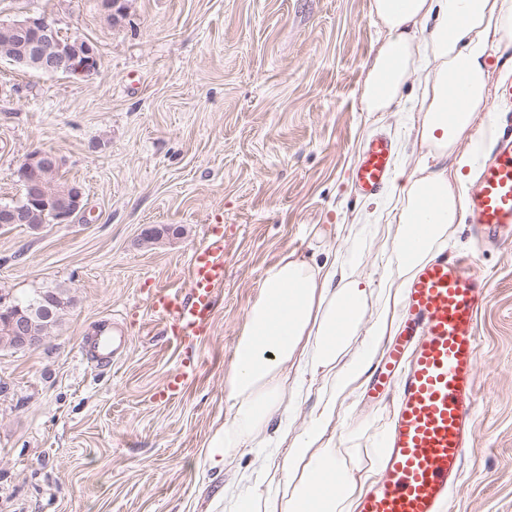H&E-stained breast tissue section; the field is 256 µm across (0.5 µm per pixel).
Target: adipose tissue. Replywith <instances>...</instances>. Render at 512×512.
Wrapping results in <instances>:
<instances>
[{"label": "adipose tissue", "instance_id": "ef3b65f1", "mask_svg": "<svg viewBox=\"0 0 512 512\" xmlns=\"http://www.w3.org/2000/svg\"><path fill=\"white\" fill-rule=\"evenodd\" d=\"M383 38L370 60L360 103L366 112L400 106L422 58L424 79L410 134L421 162L397 189L399 224L388 267L401 299L416 269L433 258L463 212L462 141L480 146L493 124L476 119L490 102L492 45L512 38V0H372ZM371 291L348 265H318L284 254L265 274L249 306L224 381V420L205 450L223 470L238 449L262 441V466L273 484L259 490L241 474L229 491L235 512H354L374 473L355 474L329 436L337 405L369 369L391 330L387 316L364 319ZM331 381L307 430L292 443L269 437L273 420L305 401L318 376Z\"/></svg>", "mask_w": 512, "mask_h": 512}]
</instances>
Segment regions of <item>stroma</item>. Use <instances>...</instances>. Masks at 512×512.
I'll return each mask as SVG.
<instances>
[{
	"mask_svg": "<svg viewBox=\"0 0 512 512\" xmlns=\"http://www.w3.org/2000/svg\"><path fill=\"white\" fill-rule=\"evenodd\" d=\"M0 14L44 15L93 45L88 76L46 75L0 58V202L23 194L14 172L37 149L83 193L70 224L0 228V291L73 297L38 350L0 347V512H231L236 469L262 481L260 451L224 471L204 450L224 415V379L245 313L284 253L354 261L388 285L398 225L386 194L351 173L367 137L396 148L394 185L417 168L409 119L365 112L360 88L382 33L371 0H130L109 24L100 0H0ZM367 208L379 222L354 223ZM224 228V284L209 326L176 344L150 307L154 289L189 290L192 254ZM172 233L147 243L148 226ZM445 247L472 254L490 283L478 314L474 445L452 512H512V250H474L467 224ZM118 321L129 342L108 364L91 343ZM181 394L157 396L183 360ZM357 383L337 410V447L375 465L388 406Z\"/></svg>",
	"mask_w": 512,
	"mask_h": 512,
	"instance_id": "obj_1",
	"label": "stroma"
}]
</instances>
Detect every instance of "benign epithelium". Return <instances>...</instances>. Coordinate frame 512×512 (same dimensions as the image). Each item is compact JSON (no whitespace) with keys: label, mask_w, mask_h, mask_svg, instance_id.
<instances>
[{"label":"benign epithelium","mask_w":512,"mask_h":512,"mask_svg":"<svg viewBox=\"0 0 512 512\" xmlns=\"http://www.w3.org/2000/svg\"><path fill=\"white\" fill-rule=\"evenodd\" d=\"M109 18L118 25L127 15L124 0H110L104 5ZM0 27L14 35V41L0 46V55L14 64L34 58L45 74L81 76L97 67L94 49L78 37H62L55 24L45 16L0 17ZM61 167V159L47 150L30 152L15 171L17 181L24 186L25 200L12 205H0V227L28 223L33 207L51 209L55 224H68L79 210L82 190L74 187L69 193L55 194L48 189L44 175ZM0 311L4 312L12 346L17 351H32L45 343V337L30 329L29 310L11 297L0 296Z\"/></svg>","instance_id":"obj_1"}]
</instances>
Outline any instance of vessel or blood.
I'll use <instances>...</instances> for the list:
<instances>
[{
	"label": "vessel or blood",
	"mask_w": 512,
	"mask_h": 512,
	"mask_svg": "<svg viewBox=\"0 0 512 512\" xmlns=\"http://www.w3.org/2000/svg\"><path fill=\"white\" fill-rule=\"evenodd\" d=\"M496 135L476 162L466 214L476 247L512 244V85L498 91L493 113ZM392 143L367 139L353 171L363 194L380 192L392 176ZM187 295L156 291L151 308L176 342L206 329L224 282V237L213 234L190 263ZM488 280L468 255L441 252L418 268L404 290L403 316L387 345L374 387L394 388L396 402L382 438V464L375 485L358 501L357 512H446L463 473L473 439L479 363L477 314L489 296ZM122 333L103 329L93 347L110 361L127 347ZM185 363L159 396L178 395L193 375Z\"/></svg>",
	"instance_id": "obj_1"
}]
</instances>
